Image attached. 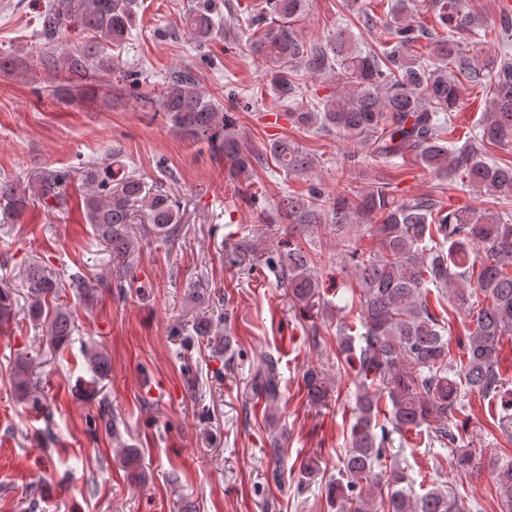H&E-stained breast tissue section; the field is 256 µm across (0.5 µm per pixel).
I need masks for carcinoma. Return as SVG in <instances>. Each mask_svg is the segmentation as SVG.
Segmentation results:
<instances>
[{
    "label": "carcinoma",
    "instance_id": "carcinoma-1",
    "mask_svg": "<svg viewBox=\"0 0 512 512\" xmlns=\"http://www.w3.org/2000/svg\"><path fill=\"white\" fill-rule=\"evenodd\" d=\"M306 0H265L239 9L229 0H193L184 13L185 34L196 50L208 47L222 28V10L235 19L246 15L250 29L262 33L251 52L270 66L272 91L291 102L301 94L297 72L336 73L342 90L320 98L310 108L288 113L298 127L336 132L346 143L362 146L386 163L412 160L439 179L455 176L465 187L478 188L498 200L497 212L451 207L436 193L399 199L390 173L378 171L364 190L332 197L315 188L295 196L285 193L270 223L282 218L302 226L325 224L336 233L365 231L377 248L349 252L351 274L358 284V335L347 324L336 328V358L357 368V394L340 478L331 487L336 512H452L448 491L435 485L419 497L410 495L408 476L398 461L378 469L392 435L424 428L430 440L453 448L456 469L471 471L482 449L462 445L470 426L469 398L496 399L505 414L500 432L512 439V388L500 373V347L512 336V164L487 158L490 145L512 149V21L503 19L491 30L465 9L464 0H423L446 35L438 37L415 20L418 0H390L386 40L381 47L359 48L348 27L336 28L325 44L303 37L295 27ZM137 17L136 0H49L40 16L39 44L26 54L0 53V72L20 79L41 77L54 92L80 94L101 73H112L135 90L139 78L120 67L119 56L108 53L129 39ZM78 28L85 38L73 47L60 44L65 32ZM432 41L438 60L429 64L413 53L421 40ZM489 96L478 131L463 143L452 138L453 112L460 104L459 78ZM142 102L165 115L181 135L207 145L224 158V170L244 181L253 176L256 158L243 144L232 110L224 109L199 91L188 68L164 77L156 99ZM269 152L285 174H309L315 158L286 137L275 139ZM86 186L84 214L112 261L133 266L138 250L129 225L144 210L147 223L161 230L180 221V202L159 185L151 190L119 160L91 164L82 171ZM67 171L27 182L0 180L3 214L16 216L34 196L45 207L68 209L64 194ZM281 285L299 315L309 322V335L319 341L318 319L328 309L312 255L298 244L278 264ZM28 315L41 322L51 347L61 352L71 333L72 312L59 304L64 290L86 294L93 288L75 276L54 279L34 262L24 273ZM437 292L468 319L467 335L458 339L463 361L449 359L448 323L431 304ZM15 293L0 289V322L14 315ZM361 344H356V341ZM98 379L111 372L103 352L89 356ZM253 384L268 401L281 395L277 361L263 358ZM18 397L42 406L40 376L29 360L20 361L13 375ZM307 403L328 405L334 385L320 366L303 370ZM275 466L270 479L285 472L281 437L270 439ZM122 463L128 476L140 475L137 449L124 447ZM501 512H512V459L494 467ZM387 493H381L382 489Z\"/></svg>",
    "mask_w": 512,
    "mask_h": 512
}]
</instances>
